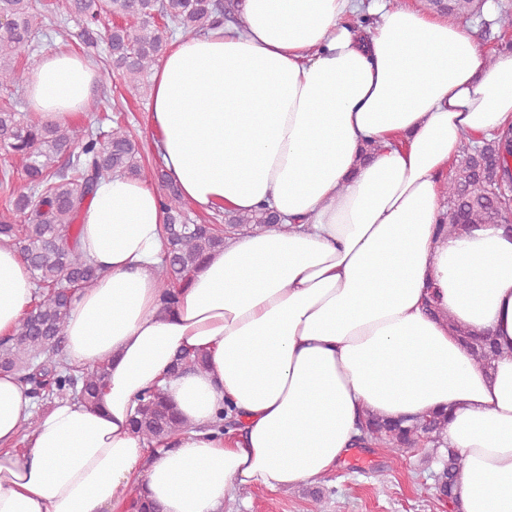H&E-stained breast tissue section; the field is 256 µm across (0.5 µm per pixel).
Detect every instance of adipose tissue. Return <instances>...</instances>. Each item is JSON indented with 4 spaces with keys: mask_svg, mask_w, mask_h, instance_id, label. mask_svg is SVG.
I'll use <instances>...</instances> for the list:
<instances>
[{
    "mask_svg": "<svg viewBox=\"0 0 512 512\" xmlns=\"http://www.w3.org/2000/svg\"><path fill=\"white\" fill-rule=\"evenodd\" d=\"M243 26L177 39L153 69L149 121L164 171L202 210L272 224L226 239L164 309L166 213L148 178L115 175L80 214L98 271L75 292L65 360L107 364L96 406L41 415L0 373V512H224L244 490L331 473L364 415H446L459 512H512V226L440 225L441 178L463 142L512 127V49L493 62L465 27L386 0H241ZM376 16L360 35L344 25ZM100 75L55 50L29 76L31 112L63 124ZM380 151L366 159L367 142ZM0 243V336L34 298ZM489 331L478 362L461 332ZM205 369L171 371L180 351ZM161 388L185 431L149 449L137 401ZM238 426L210 430L222 410Z\"/></svg>",
    "mask_w": 512,
    "mask_h": 512,
    "instance_id": "obj_1",
    "label": "adipose tissue"
}]
</instances>
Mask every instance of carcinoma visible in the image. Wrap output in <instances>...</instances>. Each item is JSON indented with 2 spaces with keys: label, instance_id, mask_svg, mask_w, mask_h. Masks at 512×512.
Wrapping results in <instances>:
<instances>
[{
  "label": "carcinoma",
  "instance_id": "1",
  "mask_svg": "<svg viewBox=\"0 0 512 512\" xmlns=\"http://www.w3.org/2000/svg\"><path fill=\"white\" fill-rule=\"evenodd\" d=\"M484 0H448L447 14L465 16L481 11ZM54 11L59 25H82L86 49L107 47L103 65L116 71L127 89L150 96L151 70L169 46L174 33L200 36L230 14L228 0H0V16L10 27L0 30V91L13 95L26 84L21 61L39 47V20ZM116 13L132 22L102 32L94 28L102 14ZM18 101L0 107V149L11 166L27 178V191L9 199L0 214V236L20 244L37 291L30 308L13 333L0 338V371L17 375L28 394L40 402L72 397L86 406L97 403L106 366L83 371L61 359L63 328L74 291L90 286L97 270L77 247L78 214L101 181L114 174H145L144 150L127 125L116 120L104 130L84 131L70 125L42 123L17 110ZM153 177L162 190L167 215L164 225L167 255L157 268L166 284L162 303L177 304L179 289L212 252L224 247V236L278 223L277 214L262 209L253 214L217 212L211 224H194L190 203L159 169ZM447 209L440 223L453 232L472 224H507L512 216V136L494 138L480 146L469 141L442 186ZM478 359L491 362L498 348L491 337L464 335ZM444 417L416 418L405 424L370 416L362 425V440L389 448L396 460L418 448L431 447V459L441 463L437 490L453 499L460 474L455 449L443 441ZM133 429L149 443L167 444L186 429L169 399L158 389L141 396L132 419Z\"/></svg>",
  "mask_w": 512,
  "mask_h": 512
}]
</instances>
